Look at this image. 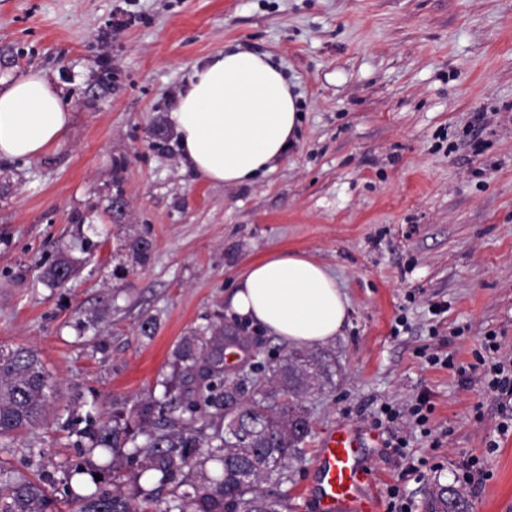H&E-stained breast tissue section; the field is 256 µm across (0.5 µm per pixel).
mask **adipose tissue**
Masks as SVG:
<instances>
[{
	"label": "adipose tissue",
	"instance_id": "ef3b65f1",
	"mask_svg": "<svg viewBox=\"0 0 512 512\" xmlns=\"http://www.w3.org/2000/svg\"><path fill=\"white\" fill-rule=\"evenodd\" d=\"M173 119L183 158L196 174L240 185L274 169L300 112L297 94L270 55L231 48L195 66ZM70 122L61 89L45 73L0 75V160L43 155ZM224 302L241 320L309 346L339 336L351 307L326 266L293 250L245 263Z\"/></svg>",
	"mask_w": 512,
	"mask_h": 512
}]
</instances>
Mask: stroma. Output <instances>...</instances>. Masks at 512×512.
<instances>
[{
	"label": "stroma",
	"instance_id": "1",
	"mask_svg": "<svg viewBox=\"0 0 512 512\" xmlns=\"http://www.w3.org/2000/svg\"><path fill=\"white\" fill-rule=\"evenodd\" d=\"M237 46L272 55L301 120L273 172L224 186L184 162L172 112L193 66ZM31 70L72 121L45 155L0 160V345L37 350L54 394L44 424L0 442L1 470L61 493L85 459L69 411L161 398L185 336H247L234 375L295 351L224 308L241 265L288 249L351 303L342 335L306 349L330 374L305 400L289 512H325L320 443L339 427L367 441L376 512H430L438 483L512 512V394L488 374L512 360V0H0V75ZM61 253L75 271L52 288Z\"/></svg>",
	"mask_w": 512,
	"mask_h": 512
}]
</instances>
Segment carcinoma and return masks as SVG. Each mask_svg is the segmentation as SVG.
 Here are the masks:
<instances>
[{
  "label": "carcinoma",
  "instance_id": "1",
  "mask_svg": "<svg viewBox=\"0 0 512 512\" xmlns=\"http://www.w3.org/2000/svg\"><path fill=\"white\" fill-rule=\"evenodd\" d=\"M126 247L137 262L145 261L151 241L137 235ZM74 272V261L59 256L44 272L48 283L62 287ZM224 325L208 338L182 340L164 395L169 402L145 401L129 413L116 411L107 419H84L76 434L87 451L105 448L112 455V472L129 458L143 456L136 477L145 473L161 485L184 487L163 504L136 487L127 493L107 479L95 481L89 494L75 491L78 474H96L77 465L65 478L71 503L67 512H287L277 488L287 479L288 463L301 459L300 445L310 434L303 400L320 387L325 365L305 361L294 351L271 367L272 390H256L257 378L224 374ZM50 386L38 353L17 347L0 353V440L14 438L45 419ZM180 409L165 418L166 408ZM213 428L208 434L206 430ZM205 455L194 458V449ZM431 512H469L465 494L435 485ZM48 489L23 475L0 480V512H47Z\"/></svg>",
  "mask_w": 512,
  "mask_h": 512
}]
</instances>
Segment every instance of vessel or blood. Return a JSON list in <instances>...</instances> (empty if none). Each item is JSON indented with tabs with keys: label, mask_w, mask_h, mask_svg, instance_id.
<instances>
[{
	"label": "vessel or blood",
	"mask_w": 512,
	"mask_h": 512,
	"mask_svg": "<svg viewBox=\"0 0 512 512\" xmlns=\"http://www.w3.org/2000/svg\"><path fill=\"white\" fill-rule=\"evenodd\" d=\"M363 443L348 429L330 432L322 441L318 465L321 497L333 502L337 512H371L374 499H361L358 492L369 483L370 474L358 461Z\"/></svg>",
	"instance_id": "1"
}]
</instances>
